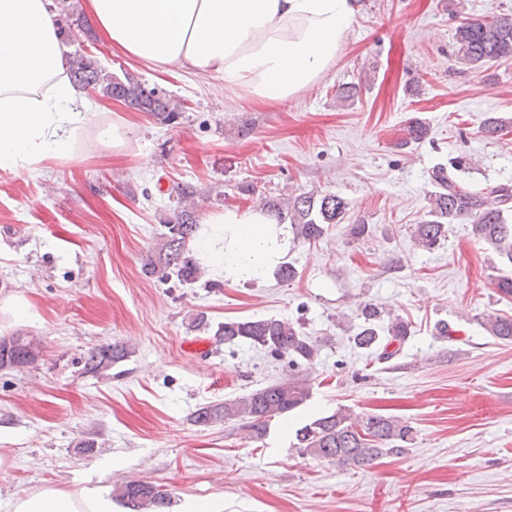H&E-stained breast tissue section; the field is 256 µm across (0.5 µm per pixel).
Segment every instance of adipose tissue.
<instances>
[{
  "mask_svg": "<svg viewBox=\"0 0 512 512\" xmlns=\"http://www.w3.org/2000/svg\"><path fill=\"white\" fill-rule=\"evenodd\" d=\"M106 44L163 71L191 70L258 100L285 99L333 66L355 22V0H84ZM50 0H0V169L71 157L94 113L63 67ZM287 226L256 208L211 214L200 250L214 277L262 280L287 254ZM7 512H112L98 487L46 485Z\"/></svg>",
  "mask_w": 512,
  "mask_h": 512,
  "instance_id": "adipose-tissue-1",
  "label": "adipose tissue"
}]
</instances>
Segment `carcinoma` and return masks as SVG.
I'll return each mask as SVG.
<instances>
[{
	"instance_id": "carcinoma-1",
	"label": "carcinoma",
	"mask_w": 512,
	"mask_h": 512,
	"mask_svg": "<svg viewBox=\"0 0 512 512\" xmlns=\"http://www.w3.org/2000/svg\"><path fill=\"white\" fill-rule=\"evenodd\" d=\"M455 58L458 63L481 67L512 59V15L500 14L485 20H464L455 30ZM70 78L83 88L112 99L118 97L130 108L147 112L162 121H171L178 106L173 100L149 89L140 79L124 74L118 77L102 67L97 59L76 52L67 59ZM512 128V118L489 116L481 123L485 136L495 139ZM438 165L429 174L433 190L429 194L428 219L415 225L412 239L417 249L431 251L448 237V225L457 221L471 224L473 237L499 258L512 264V184L501 183L491 188L466 190L457 181L454 170ZM198 190L191 184L176 187L174 218L164 227L161 248L150 260V273L180 283L198 278V266L188 257L189 245L197 231ZM261 207L278 224L295 228L297 239L305 243L320 240L334 224H342L349 213V202L335 193L303 191L286 198L262 199ZM362 319L353 341L356 347L376 350V359L386 360L392 353L382 340L403 343L410 336L409 324L398 316L388 317L385 328L379 323L385 311L373 303L357 308ZM488 335L512 342V317L489 315L482 321ZM216 334L224 342H249L278 356H288L296 367L313 364L319 355L318 344L300 327L284 318L265 317L244 321H228L218 326ZM38 356V341L33 336L17 334L0 341V368L33 363ZM128 356L122 344H106L89 351L85 360L88 372L100 377L112 365ZM311 396L306 380L293 376L248 394L222 402L208 403L194 412L193 422L209 426L239 420L252 440L262 439L271 419L283 416L305 404ZM297 445L305 455L357 468L373 465L382 455L404 450L413 441L412 427L398 418L369 415L354 419L346 411L319 417L296 432ZM120 502L130 512H163L170 503L168 493L159 487L130 479L116 486Z\"/></svg>"
}]
</instances>
